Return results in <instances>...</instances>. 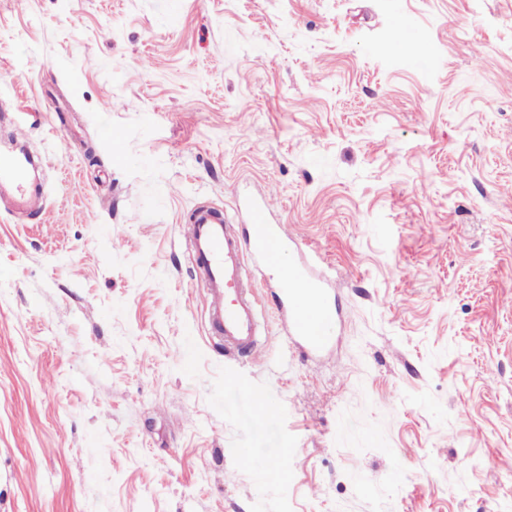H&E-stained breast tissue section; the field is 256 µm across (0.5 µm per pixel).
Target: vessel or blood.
Here are the masks:
<instances>
[{
    "label": "vessel or blood",
    "mask_w": 512,
    "mask_h": 512,
    "mask_svg": "<svg viewBox=\"0 0 512 512\" xmlns=\"http://www.w3.org/2000/svg\"><path fill=\"white\" fill-rule=\"evenodd\" d=\"M28 155L10 147L0 148V184L12 188L21 203H28L32 192L27 182ZM269 197L249 209V225L242 234L231 230L229 219L211 209L197 208L188 226L192 265L208 290L211 328L228 353L257 357L261 350L257 311L258 285L254 272L274 268L277 256L291 250L296 259L279 276L276 311L282 317L287 335L301 344L306 354L327 355L330 336L340 319L337 298L326 278L303 256L300 243L289 236L284 225L270 223Z\"/></svg>",
    "instance_id": "obj_1"
}]
</instances>
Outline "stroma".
<instances>
[{
	"instance_id": "obj_1",
	"label": "stroma",
	"mask_w": 512,
	"mask_h": 512,
	"mask_svg": "<svg viewBox=\"0 0 512 512\" xmlns=\"http://www.w3.org/2000/svg\"><path fill=\"white\" fill-rule=\"evenodd\" d=\"M21 119L0 512H512V0H0V139ZM267 188L332 359L267 269L261 360L210 337L181 229Z\"/></svg>"
}]
</instances>
